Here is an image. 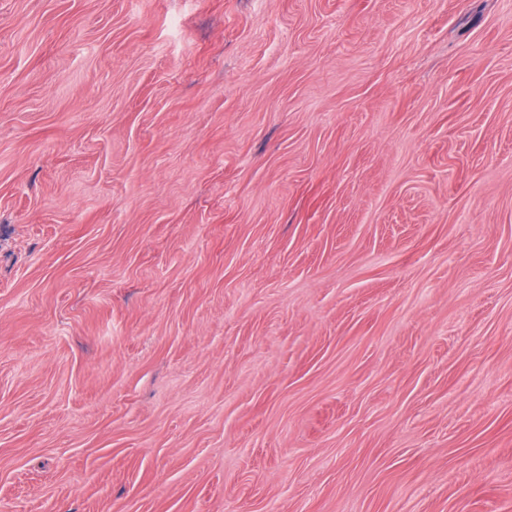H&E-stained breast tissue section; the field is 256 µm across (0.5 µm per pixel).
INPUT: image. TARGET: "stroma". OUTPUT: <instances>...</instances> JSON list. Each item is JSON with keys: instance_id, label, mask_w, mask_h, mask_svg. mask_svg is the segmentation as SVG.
<instances>
[{"instance_id": "35a3bbf8", "label": "stroma", "mask_w": 512, "mask_h": 512, "mask_svg": "<svg viewBox=\"0 0 512 512\" xmlns=\"http://www.w3.org/2000/svg\"><path fill=\"white\" fill-rule=\"evenodd\" d=\"M0 512H512V0H0Z\"/></svg>"}]
</instances>
